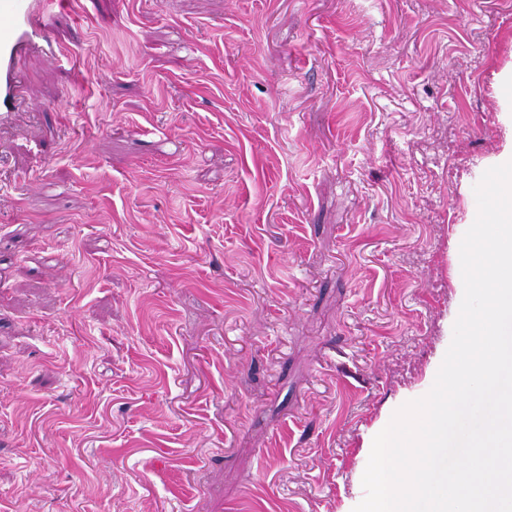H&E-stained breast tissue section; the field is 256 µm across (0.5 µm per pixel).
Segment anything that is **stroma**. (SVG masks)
<instances>
[{"label":"stroma","instance_id":"1","mask_svg":"<svg viewBox=\"0 0 512 512\" xmlns=\"http://www.w3.org/2000/svg\"><path fill=\"white\" fill-rule=\"evenodd\" d=\"M0 125L6 512H352L504 142L512 0H83Z\"/></svg>","mask_w":512,"mask_h":512}]
</instances>
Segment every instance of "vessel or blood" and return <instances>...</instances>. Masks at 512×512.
Masks as SVG:
<instances>
[{
  "mask_svg": "<svg viewBox=\"0 0 512 512\" xmlns=\"http://www.w3.org/2000/svg\"><path fill=\"white\" fill-rule=\"evenodd\" d=\"M58 3L59 0H0V120L16 111L22 99V54L37 48L49 60L62 57L46 25Z\"/></svg>",
  "mask_w": 512,
  "mask_h": 512,
  "instance_id": "obj_1",
  "label": "vessel or blood"
}]
</instances>
